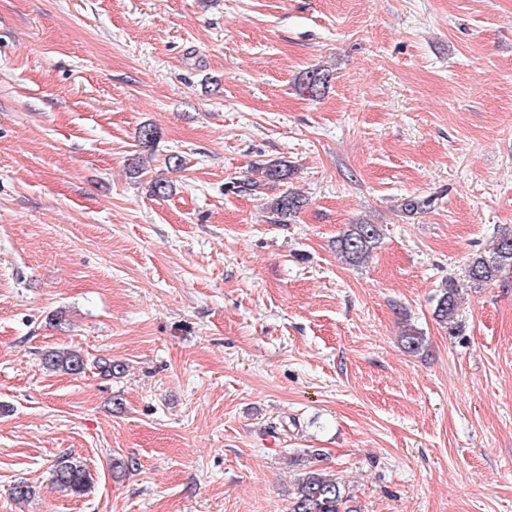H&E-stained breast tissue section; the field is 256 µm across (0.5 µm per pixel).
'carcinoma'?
Listing matches in <instances>:
<instances>
[{
    "label": "carcinoma",
    "instance_id": "cac0c4a2",
    "mask_svg": "<svg viewBox=\"0 0 512 512\" xmlns=\"http://www.w3.org/2000/svg\"><path fill=\"white\" fill-rule=\"evenodd\" d=\"M329 83V73L321 68L303 72L297 81L301 92L311 98L325 93ZM266 179L271 182H286L292 175L291 165L286 160H275L264 167ZM303 195L286 190L273 198L269 209L278 217H292L304 206ZM381 231L378 225L361 222L348 224L336 239V253L347 264H359L379 247ZM512 273V231L500 230L493 237L489 250L476 254L468 264L467 276L475 285L498 280ZM459 286L450 280L441 289L434 306L436 321L448 330V335H461L456 321L458 311ZM399 341L409 354H419L425 350L426 336L414 325H407L401 331ZM45 367L53 372H63L72 376L86 369L81 353L75 350H52L44 355ZM52 483L61 491L73 494L83 493L90 483V475L80 462L70 457L58 458L52 470ZM289 512H358L353 498L340 482L324 475L318 469H311L298 480L292 493Z\"/></svg>",
    "mask_w": 512,
    "mask_h": 512
}]
</instances>
